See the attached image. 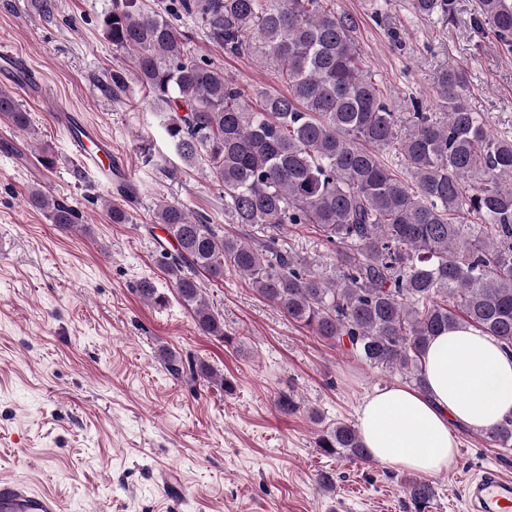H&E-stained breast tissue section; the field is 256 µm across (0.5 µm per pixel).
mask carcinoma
Wrapping results in <instances>:
<instances>
[{"label":"carcinoma","instance_id":"obj_1","mask_svg":"<svg viewBox=\"0 0 512 512\" xmlns=\"http://www.w3.org/2000/svg\"><path fill=\"white\" fill-rule=\"evenodd\" d=\"M418 16L454 17L456 0H408ZM188 16L231 54L250 53L288 93L248 94L224 70L187 48L173 22ZM474 27L512 49V4L478 0ZM100 28L127 53L164 132L188 167L206 165L224 191L233 223L305 224L335 254L330 271L282 253L273 236L251 245L217 224L162 202L154 214L176 244L160 264L199 331L226 341L224 318L203 298L200 276L233 271L289 320L372 368L423 387L431 340L463 326L497 339L512 354V137L492 134L473 108L464 70L436 76L440 111L419 102L402 115L363 66L353 18L332 0H110ZM0 115L30 131L29 114L0 90ZM51 223L71 228L80 212L40 188L28 195ZM141 299L165 303L149 279ZM512 447V417L488 432ZM327 457L371 462L358 430L325 426ZM406 494L424 510L433 486Z\"/></svg>","mask_w":512,"mask_h":512}]
</instances>
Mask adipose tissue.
<instances>
[{
	"instance_id": "1",
	"label": "adipose tissue",
	"mask_w": 512,
	"mask_h": 512,
	"mask_svg": "<svg viewBox=\"0 0 512 512\" xmlns=\"http://www.w3.org/2000/svg\"><path fill=\"white\" fill-rule=\"evenodd\" d=\"M424 390L392 385L361 404L356 427L383 465L434 475L455 462L454 426L490 429L512 416V357L472 328L435 337L423 361Z\"/></svg>"
}]
</instances>
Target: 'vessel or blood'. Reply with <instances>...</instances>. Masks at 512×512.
<instances>
[{
    "label": "vessel or blood",
    "mask_w": 512,
    "mask_h": 512,
    "mask_svg": "<svg viewBox=\"0 0 512 512\" xmlns=\"http://www.w3.org/2000/svg\"><path fill=\"white\" fill-rule=\"evenodd\" d=\"M57 120L65 126L70 151L81 167L108 184L124 187L126 169L113 155L111 142L96 128L72 121L70 113H58ZM467 497L472 512H512V478L484 471L469 482ZM0 512H61V503L51 494L34 493L1 479Z\"/></svg>",
    "instance_id": "vessel-or-blood-1"
}]
</instances>
